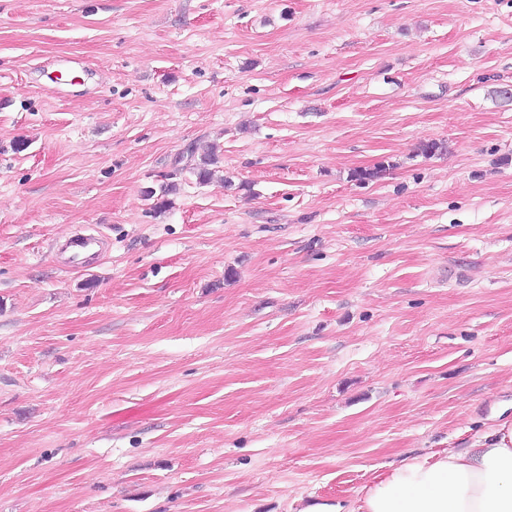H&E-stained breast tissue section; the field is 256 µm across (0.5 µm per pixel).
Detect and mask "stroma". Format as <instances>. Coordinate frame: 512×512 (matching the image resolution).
<instances>
[{
	"label": "stroma",
	"mask_w": 512,
	"mask_h": 512,
	"mask_svg": "<svg viewBox=\"0 0 512 512\" xmlns=\"http://www.w3.org/2000/svg\"><path fill=\"white\" fill-rule=\"evenodd\" d=\"M509 86L512 0H0V512L348 505L511 418ZM100 244V238L91 235L75 234L70 237L66 242V248L70 252L71 257L70 266L74 268L82 267L85 257Z\"/></svg>",
	"instance_id": "35a3bbf8"
}]
</instances>
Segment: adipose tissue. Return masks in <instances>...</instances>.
I'll use <instances>...</instances> for the list:
<instances>
[{"label":"adipose tissue","instance_id":"1","mask_svg":"<svg viewBox=\"0 0 512 512\" xmlns=\"http://www.w3.org/2000/svg\"><path fill=\"white\" fill-rule=\"evenodd\" d=\"M303 512H512V419L487 426L469 447L402 460L356 506Z\"/></svg>","mask_w":512,"mask_h":512}]
</instances>
